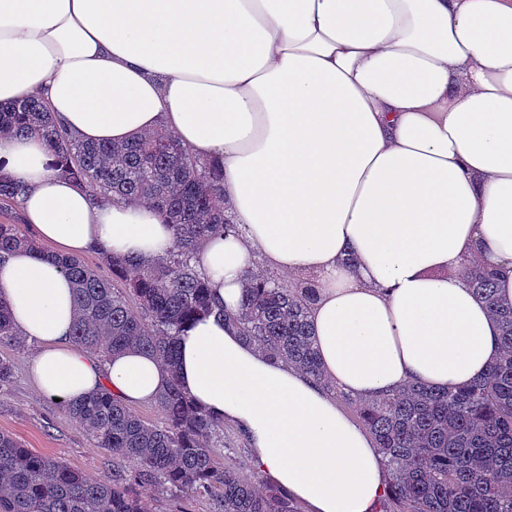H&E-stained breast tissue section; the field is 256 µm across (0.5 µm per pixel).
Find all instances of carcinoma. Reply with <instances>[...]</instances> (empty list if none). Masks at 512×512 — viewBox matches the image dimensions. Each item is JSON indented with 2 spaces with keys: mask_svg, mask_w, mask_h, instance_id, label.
Listing matches in <instances>:
<instances>
[{
  "mask_svg": "<svg viewBox=\"0 0 512 512\" xmlns=\"http://www.w3.org/2000/svg\"><path fill=\"white\" fill-rule=\"evenodd\" d=\"M38 136L55 168L100 198L120 195L152 204L173 226L169 256L141 260L108 256L112 279L77 257L54 255L74 288V341L108 357L129 348L158 356L171 371L156 398L159 425L144 420L101 389L64 404L70 419L120 466L89 479L58 460L0 433V512H145L141 490L162 488L184 501L205 500L210 512H298L277 487H260L223 461L224 422L195 408L175 370L177 336L187 321L223 313L193 264L209 236L235 229L224 215L223 173L160 128L123 144H87L61 129L37 98L0 103V137ZM18 187L0 174V203L17 201ZM47 253L20 224H0V263L15 250ZM471 288L498 321L502 353L488 373L458 390L405 385L355 401L389 472L384 512H512V306L500 303L495 280L469 268ZM250 292L235 317L242 334L263 351L325 386L308 321L313 288L284 286L274 274L250 276ZM0 345L20 349L0 297ZM15 380L12 360L0 359V394Z\"/></svg>",
  "mask_w": 512,
  "mask_h": 512,
  "instance_id": "1",
  "label": "carcinoma"
}]
</instances>
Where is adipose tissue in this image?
Returning <instances> with one entry per match:
<instances>
[{
	"label": "adipose tissue",
	"mask_w": 512,
	"mask_h": 512,
	"mask_svg": "<svg viewBox=\"0 0 512 512\" xmlns=\"http://www.w3.org/2000/svg\"><path fill=\"white\" fill-rule=\"evenodd\" d=\"M28 97L84 142L163 126L218 163L237 229L196 264L224 313L181 328L179 382L306 512H381L380 451L337 393L463 387L500 356L465 271L491 269L512 305V0H0V102ZM53 162L37 137L0 140L39 241L73 256L172 249L152 207L101 201ZM259 262L314 284L330 387L232 322ZM0 296L40 345L43 396L105 387L136 405L166 386L150 353L104 360L74 342L72 285L52 260L15 252Z\"/></svg>",
	"instance_id": "ef3b65f1"
}]
</instances>
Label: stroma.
Returning a JSON list of instances; mask_svg holds the SVG:
<instances>
[{
  "instance_id": "1",
  "label": "stroma",
  "mask_w": 512,
  "mask_h": 512,
  "mask_svg": "<svg viewBox=\"0 0 512 512\" xmlns=\"http://www.w3.org/2000/svg\"><path fill=\"white\" fill-rule=\"evenodd\" d=\"M38 349V343L31 340L21 350L0 345V357L10 358L16 365L14 385L0 396V432L89 477L111 474V452L96 447L91 437L70 420L61 403L38 393L27 370L29 359Z\"/></svg>"
}]
</instances>
